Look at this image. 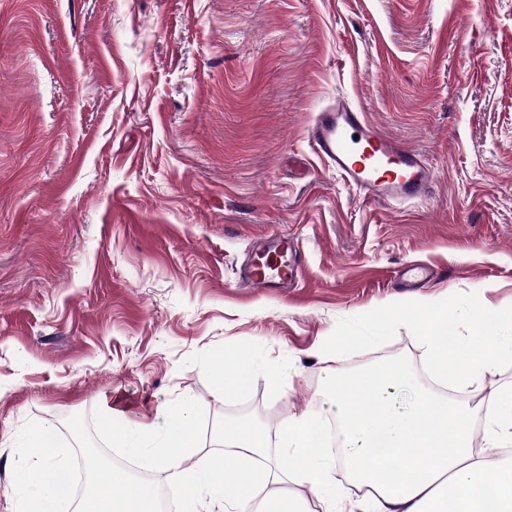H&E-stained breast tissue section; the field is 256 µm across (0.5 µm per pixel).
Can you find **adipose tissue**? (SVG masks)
I'll return each mask as SVG.
<instances>
[{
	"instance_id": "adipose-tissue-1",
	"label": "adipose tissue",
	"mask_w": 512,
	"mask_h": 512,
	"mask_svg": "<svg viewBox=\"0 0 512 512\" xmlns=\"http://www.w3.org/2000/svg\"><path fill=\"white\" fill-rule=\"evenodd\" d=\"M324 382L322 410L291 412L272 433L259 426L225 429L223 453L201 464L193 460V401L170 410L158 439L146 419L127 417L108 396L101 399L103 424L115 443L183 491V512H302L284 491L294 482L308 486L323 512H336L344 499L340 464L360 493L359 512H512V463L493 457L495 449L512 447V387L462 404L417 384L400 361L356 371L330 367ZM409 386V405L395 409L393 393ZM330 417L342 426L332 453L321 435ZM274 446L297 461L296 471L278 465L270 455Z\"/></svg>"
}]
</instances>
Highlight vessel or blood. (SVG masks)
<instances>
[{
  "label": "vessel or blood",
  "mask_w": 512,
  "mask_h": 512,
  "mask_svg": "<svg viewBox=\"0 0 512 512\" xmlns=\"http://www.w3.org/2000/svg\"><path fill=\"white\" fill-rule=\"evenodd\" d=\"M311 136L323 162L364 199L405 202L430 197L435 175L421 154L383 135L362 111L339 104L318 114ZM294 242L272 239L256 251L241 278L250 288L294 281Z\"/></svg>",
  "instance_id": "vessel-or-blood-1"
}]
</instances>
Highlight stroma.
Wrapping results in <instances>:
<instances>
[{"mask_svg": "<svg viewBox=\"0 0 512 512\" xmlns=\"http://www.w3.org/2000/svg\"><path fill=\"white\" fill-rule=\"evenodd\" d=\"M339 102L425 155L430 198L328 169ZM283 234L295 287H243ZM471 291L512 305V0H0V512L27 419L187 398L204 460L317 409L325 368L421 371L404 327L319 353L340 319ZM217 353L257 369L220 401Z\"/></svg>", "mask_w": 512, "mask_h": 512, "instance_id": "35a3bbf8", "label": "stroma"}]
</instances>
